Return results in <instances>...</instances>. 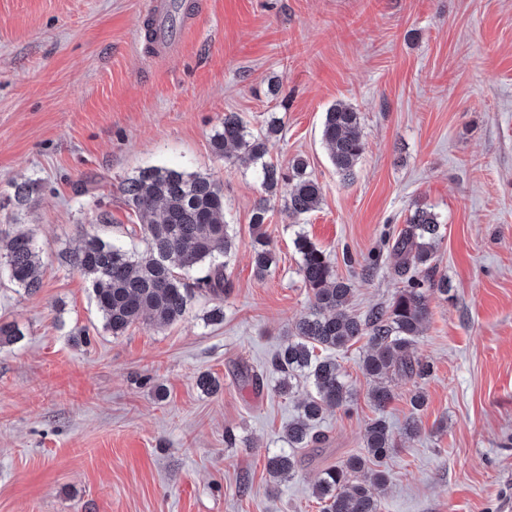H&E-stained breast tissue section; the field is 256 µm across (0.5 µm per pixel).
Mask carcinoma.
<instances>
[{"mask_svg": "<svg viewBox=\"0 0 512 512\" xmlns=\"http://www.w3.org/2000/svg\"><path fill=\"white\" fill-rule=\"evenodd\" d=\"M273 117L265 132L253 134L235 112L224 114L222 129L213 136V147L229 157L240 150L252 164L265 192L285 193V210L298 218L315 210L322 187L307 173V161L298 156L283 169L265 161L268 141L280 133ZM321 138L329 149L336 171L347 179L364 151L360 113L337 102L325 112ZM123 194L129 206L142 217L129 234H142L146 252L134 254L97 234L87 235L70 256L71 265L90 282L104 329L123 335L132 325L147 320L167 326L180 320L195 294L222 297L231 288L225 274L235 249L234 236L224 221V191L210 177L185 170L152 167L128 179ZM267 200L254 208L253 264L256 276L265 277L276 263L263 226L268 219ZM442 240L436 213L416 208L406 219V228L388 245L395 258L394 274L403 289L385 306L364 316L348 310L351 283L338 276L336 266L307 234L299 232L294 246L300 256L299 274L311 292L309 311L296 322L288 344L273 360L280 373L278 391L288 395L293 380H311L315 394L300 403V413L288 423V447L307 448L317 440L316 427L328 407H342L351 391L339 363L322 358L316 350H342L360 336L368 337L361 370L370 378L399 373L409 379L426 380L433 372L427 361L415 360L408 347L420 334L430 311L428 292L448 294V278L435 277L434 258ZM0 275L28 292L40 288V254L31 236L15 234L7 244ZM23 332L13 323H0V344H13ZM374 406L384 410L394 398L392 391L377 385L370 391ZM366 454L352 456L323 470L314 485L321 512H379L380 503L369 487L354 482L357 473L373 465L372 483L387 481L383 469L396 451L393 433L383 418L366 427ZM297 460L292 453L276 454L267 468L274 478L291 474Z\"/></svg>", "mask_w": 512, "mask_h": 512, "instance_id": "carcinoma-1", "label": "carcinoma"}]
</instances>
